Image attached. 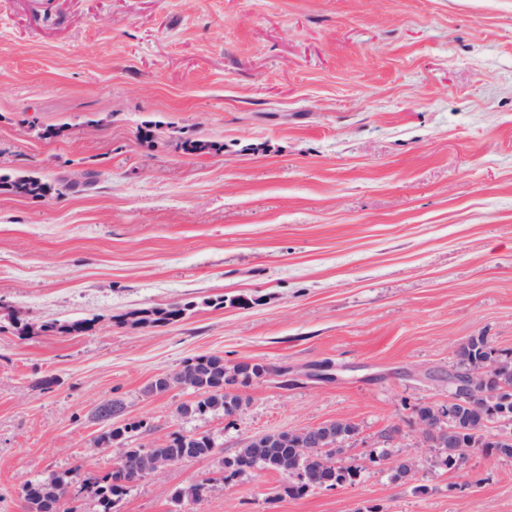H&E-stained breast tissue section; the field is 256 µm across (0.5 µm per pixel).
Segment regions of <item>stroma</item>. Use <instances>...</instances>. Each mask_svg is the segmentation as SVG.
Returning a JSON list of instances; mask_svg holds the SVG:
<instances>
[{"label": "stroma", "mask_w": 512, "mask_h": 512, "mask_svg": "<svg viewBox=\"0 0 512 512\" xmlns=\"http://www.w3.org/2000/svg\"><path fill=\"white\" fill-rule=\"evenodd\" d=\"M197 139L223 149L183 150ZM89 171L94 189L65 190ZM14 173L49 193L0 189V512H27L28 483L112 468L108 399L144 424L125 447L216 445L115 512H175L203 481L184 512H512V459L446 469L415 415L447 404L461 342L512 353V0H0ZM173 302L176 323L117 321ZM205 354L272 372L233 416L150 392ZM336 419L358 427L354 481L297 498L274 471L222 481L250 439Z\"/></svg>", "instance_id": "stroma-1"}]
</instances>
